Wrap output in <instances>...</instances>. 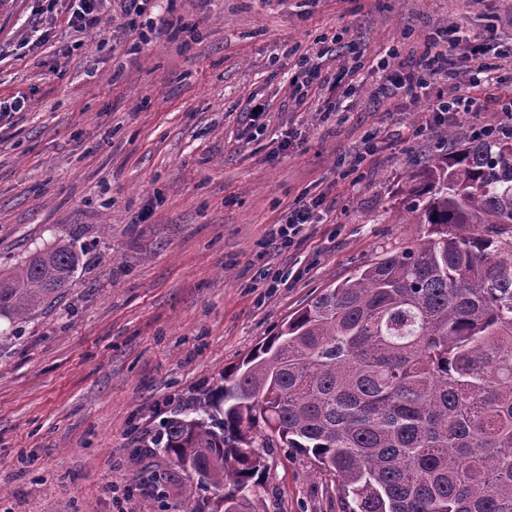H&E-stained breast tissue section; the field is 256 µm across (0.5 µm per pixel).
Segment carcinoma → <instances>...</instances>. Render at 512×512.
<instances>
[{
    "mask_svg": "<svg viewBox=\"0 0 512 512\" xmlns=\"http://www.w3.org/2000/svg\"><path fill=\"white\" fill-rule=\"evenodd\" d=\"M413 242L325 288L190 410L142 437L265 512L262 448L314 459L340 512H512V137L466 141L409 175ZM70 243L0 275L24 322L68 288Z\"/></svg>",
    "mask_w": 512,
    "mask_h": 512,
    "instance_id": "obj_1",
    "label": "carcinoma"
}]
</instances>
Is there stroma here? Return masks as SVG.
<instances>
[{"instance_id": "35a3bbf8", "label": "stroma", "mask_w": 512, "mask_h": 512, "mask_svg": "<svg viewBox=\"0 0 512 512\" xmlns=\"http://www.w3.org/2000/svg\"><path fill=\"white\" fill-rule=\"evenodd\" d=\"M75 7L0 0V101L21 103L0 111V272L59 242L82 254L61 298L0 318V512H175L189 483L142 435L417 235L406 182L444 132L504 120L486 100L433 121L369 62L395 45L415 63L465 22L510 88L512 0H174L147 42L119 0L90 36ZM305 56L341 87L300 98ZM319 196L321 223L282 246L276 223ZM263 455L267 512H339L310 457Z\"/></svg>"}]
</instances>
